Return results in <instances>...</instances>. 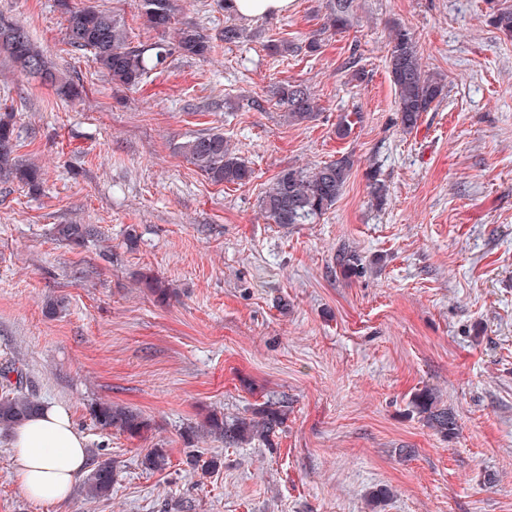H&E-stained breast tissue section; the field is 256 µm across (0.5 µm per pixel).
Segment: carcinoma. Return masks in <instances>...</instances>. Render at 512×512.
I'll use <instances>...</instances> for the list:
<instances>
[{"mask_svg":"<svg viewBox=\"0 0 512 512\" xmlns=\"http://www.w3.org/2000/svg\"><path fill=\"white\" fill-rule=\"evenodd\" d=\"M353 0H333L321 33L342 30L350 24ZM66 14V44L78 51L91 53L99 69L112 83L135 88L151 73L164 67L177 54L186 58H205L212 48L209 36L199 28H175L174 0H142V16L147 26L165 35L174 34V41L164 38L148 45L132 46L125 27L111 12L93 6L71 8L60 0ZM497 29L512 36V9L500 8L493 17ZM222 40L236 45L247 38L245 29L228 20L224 22ZM0 49L7 52L12 65L22 73L40 76L60 93L75 98L77 88L64 73L52 68L43 52L32 42L27 30L17 39L0 40ZM387 68L397 94V112L403 129H414L422 113L429 111L443 95L444 80L422 68L417 41L406 28L392 32ZM277 103L284 108L290 124L314 120L317 115L315 97L302 84H282L273 90ZM16 124L13 112H0V180L39 190L43 181L42 168L16 159ZM179 150L198 172L215 184H244L252 178V170L230 148L224 133L216 130L190 136ZM354 166L350 155L326 162L314 168L289 167L280 171L267 186L261 198V208L272 224H309L325 215L336 204ZM52 235L67 245L82 246L98 237L92 224H55ZM17 380H11V374ZM22 373L14 365L0 367V432H10L24 422L39 407L37 396L22 386ZM413 408L433 430L448 437L455 434L457 420L437 396L426 388L413 399ZM95 425L102 431H118L139 437L150 428L141 413L102 401L91 409ZM288 416V401L269 399L251 412V416L213 414L204 422L189 423L181 437L192 446L208 438L224 442L226 448H238L256 442L272 446L278 431ZM148 471H163L169 467L170 456L165 448L150 449L141 460ZM118 472L114 462L101 460L89 470L83 481L85 496L100 500L112 495Z\"/></svg>","mask_w":512,"mask_h":512,"instance_id":"1","label":"carcinoma"}]
</instances>
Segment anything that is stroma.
<instances>
[{"mask_svg":"<svg viewBox=\"0 0 512 512\" xmlns=\"http://www.w3.org/2000/svg\"><path fill=\"white\" fill-rule=\"evenodd\" d=\"M69 3L111 11L132 45L159 38L140 0ZM175 5L211 55L175 59L127 90L65 44L57 0H0L80 89L65 99L0 50L17 154L44 172L36 193L0 183V365L19 366L41 401L67 404L90 457L118 470L109 499L77 488L40 504L1 445L0 512H512V38L493 24L512 0H354L351 25L327 33L328 0H293L246 22L241 46L221 40L215 0ZM396 26L446 80L409 132L386 66ZM273 39L294 52L271 55ZM284 82L311 89L315 121L285 120L272 94ZM350 112L361 119L338 137ZM213 128L248 162V183H212L179 152ZM344 154L354 167L331 210L312 224L268 222L262 192L282 169ZM372 174L387 189L379 207ZM75 223L99 239L53 238L52 225ZM345 252L357 267L337 266ZM149 276L170 288L167 302ZM59 297L63 310L49 313ZM427 387L456 435L412 414ZM276 397L288 418L274 447L209 439L195 449L218 471L189 474L186 424ZM100 400L137 409L151 430H99ZM157 445L171 465L145 471ZM384 486L392 498L373 503Z\"/></svg>","mask_w":512,"mask_h":512,"instance_id":"35a3bbf8","label":"stroma"}]
</instances>
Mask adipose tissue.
<instances>
[{"instance_id": "1", "label": "adipose tissue", "mask_w": 512, "mask_h": 512, "mask_svg": "<svg viewBox=\"0 0 512 512\" xmlns=\"http://www.w3.org/2000/svg\"><path fill=\"white\" fill-rule=\"evenodd\" d=\"M7 441L14 460L12 478L29 499L60 503L70 497L88 456L85 438L65 403L41 406Z\"/></svg>"}]
</instances>
